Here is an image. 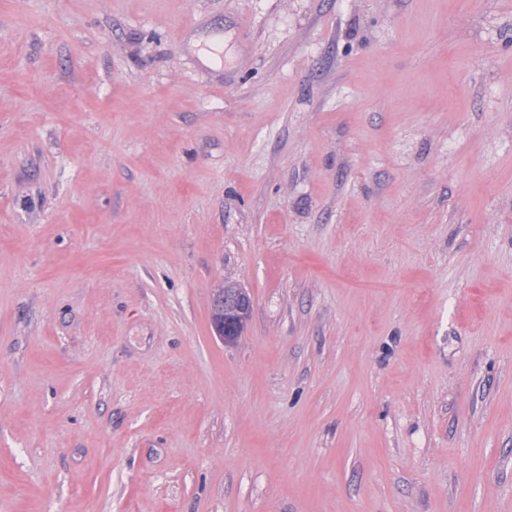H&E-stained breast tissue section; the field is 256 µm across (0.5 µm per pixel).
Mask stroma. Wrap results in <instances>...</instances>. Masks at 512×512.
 I'll return each instance as SVG.
<instances>
[{"instance_id": "stroma-1", "label": "stroma", "mask_w": 512, "mask_h": 512, "mask_svg": "<svg viewBox=\"0 0 512 512\" xmlns=\"http://www.w3.org/2000/svg\"><path fill=\"white\" fill-rule=\"evenodd\" d=\"M0 512H512V0H0ZM234 288V290H225ZM214 305H224V317H213L216 308L212 307V325L217 336L229 346L234 344L242 335L252 312V304L249 295L243 288H237L232 284L224 285L214 297Z\"/></svg>"}]
</instances>
